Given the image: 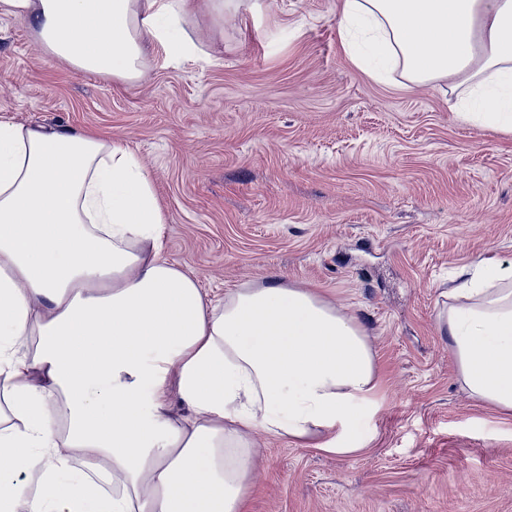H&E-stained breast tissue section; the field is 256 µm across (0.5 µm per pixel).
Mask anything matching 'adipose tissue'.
I'll return each mask as SVG.
<instances>
[{"label":"adipose tissue","mask_w":512,"mask_h":512,"mask_svg":"<svg viewBox=\"0 0 512 512\" xmlns=\"http://www.w3.org/2000/svg\"><path fill=\"white\" fill-rule=\"evenodd\" d=\"M193 0H0L74 69L198 59ZM346 57L447 82L512 133V0H339ZM166 214L127 147L0 116V512H242L252 436L350 451L378 363L357 319L269 279L210 300L162 254ZM439 316L462 388L512 412V276L458 270ZM188 411L172 413V399Z\"/></svg>","instance_id":"1"}]
</instances>
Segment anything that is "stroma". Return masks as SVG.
<instances>
[{
  "instance_id": "35a3bbf8",
  "label": "stroma",
  "mask_w": 512,
  "mask_h": 512,
  "mask_svg": "<svg viewBox=\"0 0 512 512\" xmlns=\"http://www.w3.org/2000/svg\"><path fill=\"white\" fill-rule=\"evenodd\" d=\"M201 0L203 58L124 81L52 58L0 16V114L97 131L149 171L163 255L209 298L276 275L355 315L379 364L358 450L257 436L246 512H512V414L465 393L438 312L449 275L512 273V135L439 82L376 81L336 0Z\"/></svg>"
}]
</instances>
